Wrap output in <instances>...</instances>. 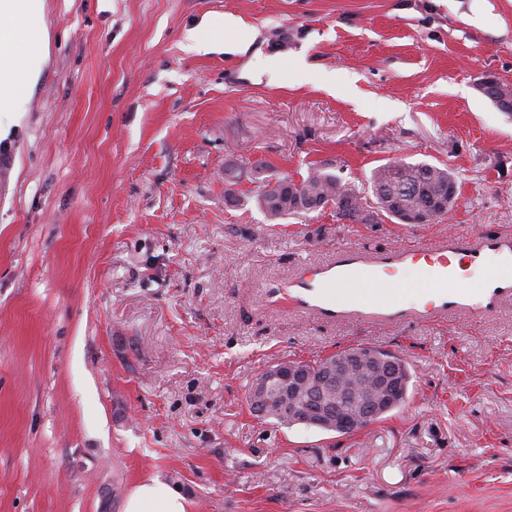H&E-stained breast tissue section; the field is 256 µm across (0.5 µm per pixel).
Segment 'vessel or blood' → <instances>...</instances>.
Instances as JSON below:
<instances>
[{"label":"vessel or blood","instance_id":"1","mask_svg":"<svg viewBox=\"0 0 512 512\" xmlns=\"http://www.w3.org/2000/svg\"><path fill=\"white\" fill-rule=\"evenodd\" d=\"M489 265L500 267L501 272L481 287L472 288L463 281L465 270ZM415 266L431 268L433 282L415 289V299L408 303L398 297V274ZM336 287L351 289L352 297L336 301L330 294ZM288 294L302 313L377 326L394 327L451 313L486 315L512 298V236L448 235L431 245L378 253L341 249L330 261L291 279Z\"/></svg>","mask_w":512,"mask_h":512}]
</instances>
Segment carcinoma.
<instances>
[{
  "label": "carcinoma",
  "instance_id": "obj_1",
  "mask_svg": "<svg viewBox=\"0 0 512 512\" xmlns=\"http://www.w3.org/2000/svg\"><path fill=\"white\" fill-rule=\"evenodd\" d=\"M268 164L260 161L255 164L253 178L258 183L254 198L261 210L273 220L288 215L306 213L312 210L311 203L334 196L336 201V220L347 221L351 224H369L374 221V214L387 215L404 224L417 218L422 212L432 206L446 185L455 182L454 177L446 167H439L427 162L406 163L395 162L379 166L372 170L370 181L375 194V211L366 209L362 198L355 189L337 174L323 166L312 165L307 175L300 180L282 179L272 181L262 177ZM376 353L388 361L399 365L401 382L395 398L379 405L372 421L383 419L384 415L400 408L407 400L411 381V372L407 363L400 357L378 349ZM332 353L324 358L310 362H299L307 372V386L297 393L265 394L249 388L246 396L248 408L256 415L273 419L276 423L291 427L303 425L326 432L346 435L348 430L339 426L336 417L360 420L366 408L380 397L377 389L379 373L377 366L366 363L358 368L339 386H325L322 391L323 404L331 410V417L297 418L290 414V404L307 398L309 388L321 380L320 371L327 363L335 360Z\"/></svg>",
  "mask_w": 512,
  "mask_h": 512
}]
</instances>
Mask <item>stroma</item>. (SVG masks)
Instances as JSON below:
<instances>
[{
  "mask_svg": "<svg viewBox=\"0 0 512 512\" xmlns=\"http://www.w3.org/2000/svg\"><path fill=\"white\" fill-rule=\"evenodd\" d=\"M242 18L237 53L195 49ZM48 59L0 136V512H123L141 478L190 512H512V300L394 329L279 292L349 247L512 235V0H45ZM333 78L325 89L320 74ZM447 165L415 227L270 220L229 174ZM405 359L409 400L347 435L251 415L270 365ZM208 27L211 32L224 34V38H228L240 44L245 42L242 40H234L232 38L245 28V25L242 23V21L237 18L224 16L216 17L210 20Z\"/></svg>",
  "mask_w": 512,
  "mask_h": 512,
  "instance_id": "35a3bbf8",
  "label": "stroma"
}]
</instances>
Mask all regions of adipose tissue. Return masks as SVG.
<instances>
[{"label":"adipose tissue","mask_w":512,"mask_h":512,"mask_svg":"<svg viewBox=\"0 0 512 512\" xmlns=\"http://www.w3.org/2000/svg\"><path fill=\"white\" fill-rule=\"evenodd\" d=\"M43 0H0V119L22 111L23 87L36 84L45 62V33L36 27ZM124 512H188L182 491L158 477L140 479Z\"/></svg>","instance_id":"1"}]
</instances>
